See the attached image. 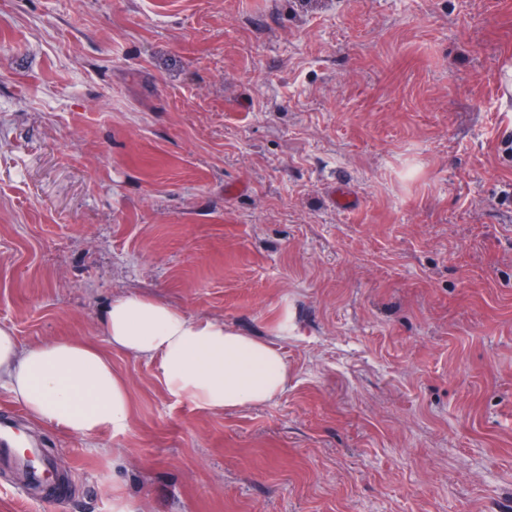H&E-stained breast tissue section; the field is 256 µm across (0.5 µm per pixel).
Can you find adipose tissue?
<instances>
[{
  "mask_svg": "<svg viewBox=\"0 0 512 512\" xmlns=\"http://www.w3.org/2000/svg\"><path fill=\"white\" fill-rule=\"evenodd\" d=\"M102 328L111 351L154 362L168 394L200 410L260 406L288 383L287 365L267 342L140 293L114 298ZM0 388L43 426L87 438L129 427L126 381L109 353L81 341L25 345L0 326Z\"/></svg>",
  "mask_w": 512,
  "mask_h": 512,
  "instance_id": "1",
  "label": "adipose tissue"
}]
</instances>
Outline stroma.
Masks as SVG:
<instances>
[{
    "label": "stroma",
    "mask_w": 512,
    "mask_h": 512,
    "mask_svg": "<svg viewBox=\"0 0 512 512\" xmlns=\"http://www.w3.org/2000/svg\"><path fill=\"white\" fill-rule=\"evenodd\" d=\"M511 67L512 0H0V326L138 292L288 366L209 412L112 352L129 430L22 419L65 480L0 512H512Z\"/></svg>",
    "instance_id": "stroma-1"
}]
</instances>
